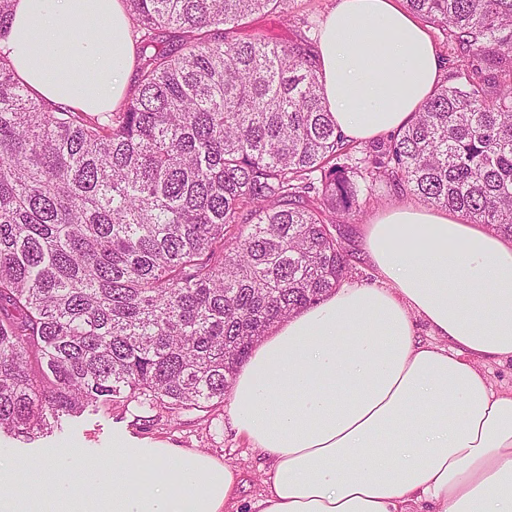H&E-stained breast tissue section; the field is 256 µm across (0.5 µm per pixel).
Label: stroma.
I'll use <instances>...</instances> for the list:
<instances>
[{
    "mask_svg": "<svg viewBox=\"0 0 512 512\" xmlns=\"http://www.w3.org/2000/svg\"><path fill=\"white\" fill-rule=\"evenodd\" d=\"M335 0H291L286 12H258L226 36L227 42L263 38L281 44H299L316 51L320 23ZM418 197L398 194L377 185L362 190L361 208L356 220L346 224L344 231L355 255L354 271L349 279L353 285H371L376 272L364 254L360 238L366 224L380 213L401 204L419 205ZM227 404L189 410H172L164 405L146 406L120 398L107 405L87 407L79 414L66 417L52 432L31 441L0 436V448L23 453L32 461L29 471L21 474L26 485L43 486L47 479L41 465L54 451L74 448L83 457L98 459L112 448V428L123 425L138 437L164 441L191 451L209 454L237 468L239 482L237 501L242 512L264 490L269 464L264 455L252 448L248 440L231 426Z\"/></svg>",
    "mask_w": 512,
    "mask_h": 512,
    "instance_id": "1",
    "label": "stroma"
}]
</instances>
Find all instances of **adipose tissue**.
<instances>
[{
  "instance_id": "ef3b65f1",
  "label": "adipose tissue",
  "mask_w": 512,
  "mask_h": 512,
  "mask_svg": "<svg viewBox=\"0 0 512 512\" xmlns=\"http://www.w3.org/2000/svg\"><path fill=\"white\" fill-rule=\"evenodd\" d=\"M48 101L104 112L135 49L123 0H16L0 39ZM324 97L347 138L406 126L442 62L395 0H336L318 42ZM372 286H342L263 337L233 385L229 421L269 459L258 512H512V240L459 214L400 205L367 225ZM428 324L435 343L418 340ZM0 512H236L238 471L118 429L106 459L56 452L49 491L23 490L7 456ZM80 471V481L69 479Z\"/></svg>"
}]
</instances>
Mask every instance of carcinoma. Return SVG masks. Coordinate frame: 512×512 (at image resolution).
Here are the masks:
<instances>
[{
  "instance_id": "1",
  "label": "carcinoma",
  "mask_w": 512,
  "mask_h": 512,
  "mask_svg": "<svg viewBox=\"0 0 512 512\" xmlns=\"http://www.w3.org/2000/svg\"><path fill=\"white\" fill-rule=\"evenodd\" d=\"M125 2L140 67L115 112L37 96L0 55V434L121 397L221 404L254 345L351 270L354 146L312 56L224 43L287 0ZM406 3L467 64L371 178L512 238V0Z\"/></svg>"
}]
</instances>
